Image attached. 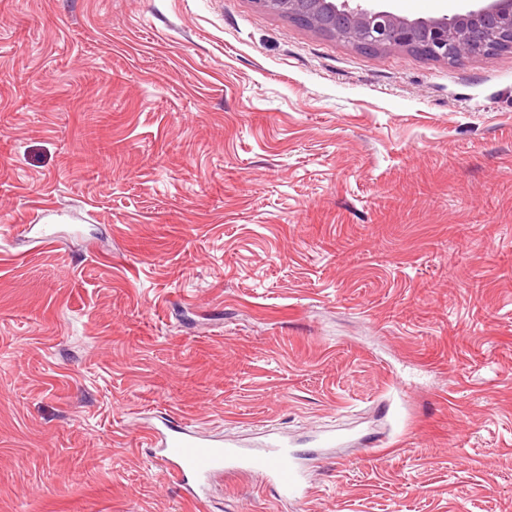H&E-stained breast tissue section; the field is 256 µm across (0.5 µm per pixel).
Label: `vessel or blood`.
<instances>
[{"mask_svg": "<svg viewBox=\"0 0 512 512\" xmlns=\"http://www.w3.org/2000/svg\"><path fill=\"white\" fill-rule=\"evenodd\" d=\"M147 439L160 441L167 476L195 502L203 499L211 478L222 473H262L276 489L280 500L286 502H303L311 492L302 457L284 443L239 448L232 443L213 442L180 431L163 439L151 433Z\"/></svg>", "mask_w": 512, "mask_h": 512, "instance_id": "obj_1", "label": "vessel or blood"}]
</instances>
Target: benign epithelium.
<instances>
[{
	"mask_svg": "<svg viewBox=\"0 0 512 512\" xmlns=\"http://www.w3.org/2000/svg\"><path fill=\"white\" fill-rule=\"evenodd\" d=\"M265 9L344 40L360 51L405 48L432 59L459 62L512 49V0L451 17L409 19L365 0H258Z\"/></svg>",
	"mask_w": 512,
	"mask_h": 512,
	"instance_id": "benign-epithelium-1",
	"label": "benign epithelium"
}]
</instances>
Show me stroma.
I'll use <instances>...</instances> for the list:
<instances>
[{
    "mask_svg": "<svg viewBox=\"0 0 512 512\" xmlns=\"http://www.w3.org/2000/svg\"><path fill=\"white\" fill-rule=\"evenodd\" d=\"M165 421L339 442L194 504ZM0 512H512V50L0 0Z\"/></svg>",
    "mask_w": 512,
    "mask_h": 512,
    "instance_id": "1",
    "label": "stroma"
}]
</instances>
